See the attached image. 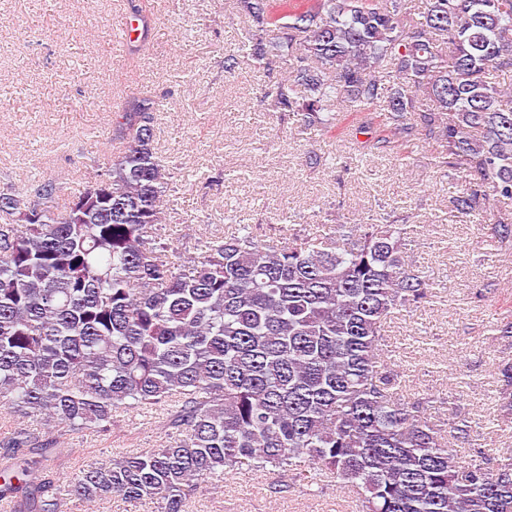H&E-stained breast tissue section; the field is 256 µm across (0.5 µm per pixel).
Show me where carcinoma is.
Instances as JSON below:
<instances>
[{
    "label": "carcinoma",
    "mask_w": 512,
    "mask_h": 512,
    "mask_svg": "<svg viewBox=\"0 0 512 512\" xmlns=\"http://www.w3.org/2000/svg\"><path fill=\"white\" fill-rule=\"evenodd\" d=\"M247 20L224 58L278 65L260 111L295 112L330 132L341 112H385L388 136L354 129L361 153L421 135L458 174L464 223L512 243V0H235ZM143 96L112 114L120 144L77 192L37 180L0 190V406L26 442L61 424L112 427L115 413H173L165 447L94 463L56 486L43 460L0 469V500L119 494L185 512L196 480L240 465L334 478L357 512H512V448L488 464L450 448L424 402L398 389L384 359L394 315L429 302L434 281L409 252L408 225L324 224L266 243L234 223L198 257L169 253L168 166ZM496 406L512 415V358L497 363Z\"/></svg>",
    "instance_id": "1"
}]
</instances>
